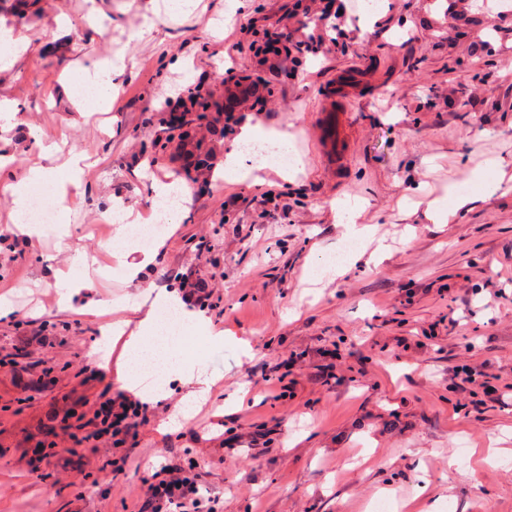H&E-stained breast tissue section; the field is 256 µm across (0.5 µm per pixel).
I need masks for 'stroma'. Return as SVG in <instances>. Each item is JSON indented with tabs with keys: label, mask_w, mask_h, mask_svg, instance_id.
I'll return each instance as SVG.
<instances>
[{
	"label": "stroma",
	"mask_w": 512,
	"mask_h": 512,
	"mask_svg": "<svg viewBox=\"0 0 512 512\" xmlns=\"http://www.w3.org/2000/svg\"><path fill=\"white\" fill-rule=\"evenodd\" d=\"M198 0L170 17L166 0H25L0 21L28 37L0 77L15 108L0 119L8 177L22 178L38 142L81 153L84 194L67 237L10 234L12 198L0 190V512H137L164 464L195 469L219 512H512V180L448 223L428 216L449 184L469 191L478 163L501 157L512 177V27L482 4L448 27L446 0H382L362 25L358 0ZM311 16L316 53L262 61L269 25L293 31ZM94 61L122 64L111 111L83 113L62 82ZM253 93L230 96L227 68ZM355 72L357 98L327 106L337 70ZM194 85L231 114L168 129L166 98ZM294 135L303 170L277 163L216 179L242 127ZM342 128L346 167L327 159L326 131ZM190 190L142 280L130 281L87 227L118 205L152 220L155 184ZM362 199L360 223L385 248L362 244L346 272L320 278L319 260L343 238L331 209ZM83 264H76V257ZM103 268L71 306L56 269ZM203 282L204 317L224 333L186 357L212 377L207 398L185 397L180 368H163L138 445H78L101 397L116 393L124 338L159 293ZM344 381L309 377L323 349ZM501 392L473 407L471 384ZM284 379V397L263 377ZM123 465L113 475L114 465Z\"/></svg>",
	"instance_id": "35a3bbf8"
}]
</instances>
